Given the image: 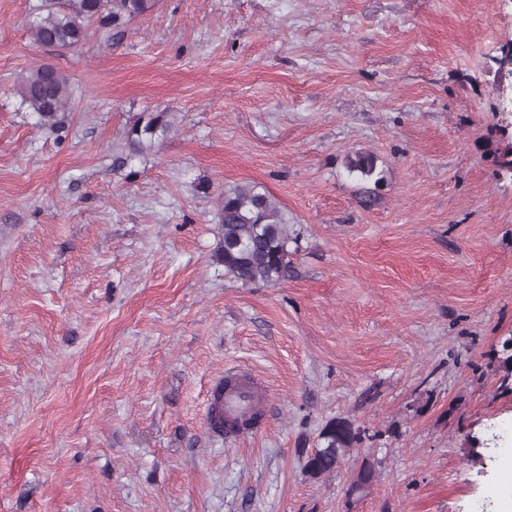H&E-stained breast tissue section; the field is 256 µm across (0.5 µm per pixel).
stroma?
<instances>
[{"label":"stroma","mask_w":512,"mask_h":512,"mask_svg":"<svg viewBox=\"0 0 512 512\" xmlns=\"http://www.w3.org/2000/svg\"><path fill=\"white\" fill-rule=\"evenodd\" d=\"M49 2L0 0V512H497L512 0H158L62 51L27 31ZM45 62L52 125L18 95ZM151 110L174 131L117 164ZM241 182L288 214L286 282L213 258ZM237 369L264 420L226 441L206 391ZM335 417L370 437L311 479ZM21 103L35 112L44 123H55L58 116L69 112L73 90L68 77L46 63L34 67L20 85ZM346 167L351 173H358L364 180H372L379 173L376 172V161L373 155L363 152H355L346 159ZM380 177L374 179V183H379Z\"/></svg>","instance_id":"1"}]
</instances>
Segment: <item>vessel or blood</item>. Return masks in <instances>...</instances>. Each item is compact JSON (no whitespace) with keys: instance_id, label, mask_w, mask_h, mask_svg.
Wrapping results in <instances>:
<instances>
[{"instance_id":"b4317fda","label":"vessel or blood","mask_w":512,"mask_h":512,"mask_svg":"<svg viewBox=\"0 0 512 512\" xmlns=\"http://www.w3.org/2000/svg\"><path fill=\"white\" fill-rule=\"evenodd\" d=\"M259 378L246 372L226 374L212 384L205 422L212 433L234 440L257 429L264 396Z\"/></svg>"}]
</instances>
